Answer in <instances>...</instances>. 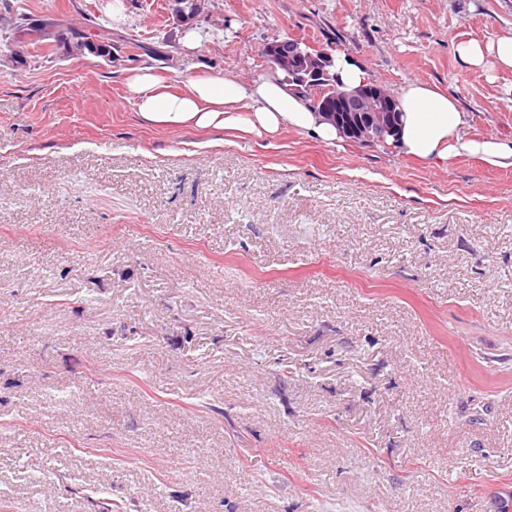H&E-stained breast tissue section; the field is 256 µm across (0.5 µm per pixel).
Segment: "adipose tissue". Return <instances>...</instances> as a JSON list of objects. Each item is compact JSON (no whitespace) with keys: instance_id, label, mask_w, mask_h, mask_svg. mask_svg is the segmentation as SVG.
<instances>
[{"instance_id":"obj_1","label":"adipose tissue","mask_w":512,"mask_h":512,"mask_svg":"<svg viewBox=\"0 0 512 512\" xmlns=\"http://www.w3.org/2000/svg\"><path fill=\"white\" fill-rule=\"evenodd\" d=\"M458 54L473 67L490 56L500 66L512 68V34L487 44H461ZM126 83L141 122L149 127L236 131L268 138L293 129L312 133L326 144L338 138L335 128L277 71L248 83L191 75L172 85L158 76L155 67L144 65L132 70ZM397 100L402 125L395 147L404 155L430 167L461 154L479 156L493 167H512V138L467 139L463 133L467 115L453 95L415 80L399 89Z\"/></svg>"}]
</instances>
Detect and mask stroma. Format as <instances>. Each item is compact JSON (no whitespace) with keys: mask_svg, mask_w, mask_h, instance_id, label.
Segmentation results:
<instances>
[{"mask_svg":"<svg viewBox=\"0 0 512 512\" xmlns=\"http://www.w3.org/2000/svg\"><path fill=\"white\" fill-rule=\"evenodd\" d=\"M108 2L0 0V512H496L512 168L150 128L124 77L250 82L288 35L511 137L512 69L457 48L512 33V0ZM21 18L114 56L12 62Z\"/></svg>","mask_w":512,"mask_h":512,"instance_id":"1","label":"stroma"}]
</instances>
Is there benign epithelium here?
<instances>
[{"mask_svg":"<svg viewBox=\"0 0 512 512\" xmlns=\"http://www.w3.org/2000/svg\"><path fill=\"white\" fill-rule=\"evenodd\" d=\"M267 63L288 71V82L308 92L317 112L340 137L364 144H386L397 135L401 110L395 96L374 82L349 88L332 73L333 55L298 38L265 44Z\"/></svg>","mask_w":512,"mask_h":512,"instance_id":"1","label":"benign epithelium"}]
</instances>
